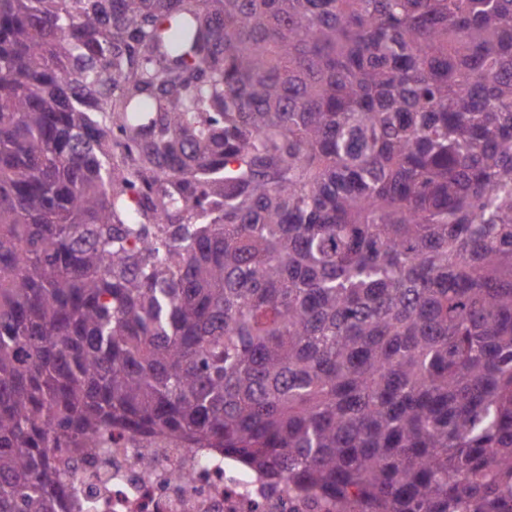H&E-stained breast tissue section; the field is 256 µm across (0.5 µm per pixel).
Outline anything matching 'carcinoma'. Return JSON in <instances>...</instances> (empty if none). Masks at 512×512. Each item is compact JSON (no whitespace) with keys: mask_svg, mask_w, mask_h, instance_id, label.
I'll return each mask as SVG.
<instances>
[{"mask_svg":"<svg viewBox=\"0 0 512 512\" xmlns=\"http://www.w3.org/2000/svg\"><path fill=\"white\" fill-rule=\"evenodd\" d=\"M114 429L512 512V0H0V512Z\"/></svg>","mask_w":512,"mask_h":512,"instance_id":"carcinoma-1","label":"carcinoma"}]
</instances>
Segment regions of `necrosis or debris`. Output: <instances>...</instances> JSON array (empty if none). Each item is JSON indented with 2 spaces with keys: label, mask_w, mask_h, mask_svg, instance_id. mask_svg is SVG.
<instances>
[{
  "label": "necrosis or debris",
  "mask_w": 512,
  "mask_h": 512,
  "mask_svg": "<svg viewBox=\"0 0 512 512\" xmlns=\"http://www.w3.org/2000/svg\"><path fill=\"white\" fill-rule=\"evenodd\" d=\"M124 453L112 458L70 457L71 485L95 472L97 512H329L316 500L296 498L287 482L270 483L227 456L201 462L195 448H175L142 435H124Z\"/></svg>",
  "instance_id": "4bbe7bcc"
}]
</instances>
